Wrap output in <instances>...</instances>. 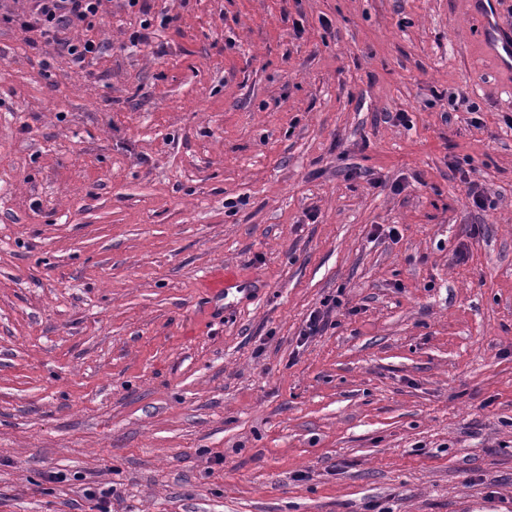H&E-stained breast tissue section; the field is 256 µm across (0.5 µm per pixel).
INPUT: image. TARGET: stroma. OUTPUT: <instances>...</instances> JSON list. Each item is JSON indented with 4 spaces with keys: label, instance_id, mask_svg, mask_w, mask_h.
<instances>
[{
    "label": "stroma",
    "instance_id": "35a3bbf8",
    "mask_svg": "<svg viewBox=\"0 0 512 512\" xmlns=\"http://www.w3.org/2000/svg\"><path fill=\"white\" fill-rule=\"evenodd\" d=\"M34 6L0 0V512H512L474 0H102L80 65Z\"/></svg>",
    "mask_w": 512,
    "mask_h": 512
}]
</instances>
